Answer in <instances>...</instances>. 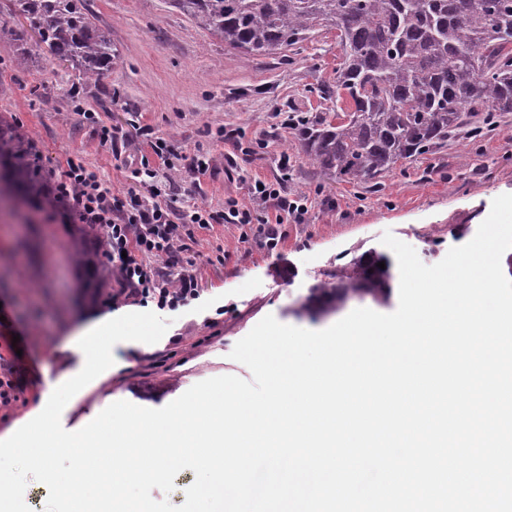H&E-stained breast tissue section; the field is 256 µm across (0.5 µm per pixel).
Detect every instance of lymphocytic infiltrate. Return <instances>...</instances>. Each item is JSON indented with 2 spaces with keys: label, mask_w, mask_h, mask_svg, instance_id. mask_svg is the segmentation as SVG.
Masks as SVG:
<instances>
[{
  "label": "lymphocytic infiltrate",
  "mask_w": 512,
  "mask_h": 512,
  "mask_svg": "<svg viewBox=\"0 0 512 512\" xmlns=\"http://www.w3.org/2000/svg\"><path fill=\"white\" fill-rule=\"evenodd\" d=\"M150 147L160 168L141 159L131 168L125 190L112 191L99 173L77 156L66 160L56 181L59 212L66 222L103 224L108 229L112 270L120 287L106 293L102 306L152 302L158 309L174 310L195 300L199 294L195 261L184 254L185 240L195 229L236 224L242 229L241 241H248L254 232L273 248L278 244L279 225L307 220L308 196H288L282 176L264 184L251 181L247 199H227L219 210L204 205L180 209L161 179V171L188 168L204 175L210 170L209 161L198 152L174 151L162 138L152 141ZM266 203L273 204L275 216L261 213L260 207ZM172 264L180 267L173 279L165 271Z\"/></svg>",
  "instance_id": "obj_1"
}]
</instances>
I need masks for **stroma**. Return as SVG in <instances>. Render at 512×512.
I'll use <instances>...</instances> for the list:
<instances>
[{
	"label": "stroma",
	"mask_w": 512,
	"mask_h": 512,
	"mask_svg": "<svg viewBox=\"0 0 512 512\" xmlns=\"http://www.w3.org/2000/svg\"><path fill=\"white\" fill-rule=\"evenodd\" d=\"M89 8L117 50L98 84H82L67 64L37 55L17 63L0 40V114L16 118L35 139L48 172L59 174L77 154L112 190L126 189L128 162L152 155L134 130L140 124L177 151L209 152L207 175L173 173L180 204L220 208L225 197H246L247 181L278 178L286 152L294 158L286 190L307 194L311 207L306 223L279 225L273 249L258 235L241 242L232 224L195 229L188 246L199 263V299L171 312L157 343H117L113 366L65 406V430L81 429L116 401L159 409L209 378L250 379V370L230 357L235 344L269 314L309 330L331 326L332 318L297 309L319 273L350 249L387 253L382 236L389 231L424 264H436L454 245L449 225L467 217L479 227L493 200L512 194L511 112L459 129L446 146L385 174L374 188L310 165L297 130L283 124L291 112L334 115L318 91L339 61L334 35L299 43L281 57L246 56L167 0H89ZM74 92L83 112L70 105ZM88 111L98 122L85 119ZM104 125L118 134L113 145L100 140ZM221 127L245 132L253 151L245 180L225 173L233 149L214 138ZM83 247L76 226L60 223L52 198L21 211L0 200V304L25 334L27 367L17 402L0 409V436L43 410L46 378L64 382L84 366L77 343L102 316L91 274L77 260Z\"/></svg>",
	"instance_id": "1"
}]
</instances>
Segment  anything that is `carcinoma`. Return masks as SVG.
Instances as JSON below:
<instances>
[{
  "label": "carcinoma",
  "instance_id": "1",
  "mask_svg": "<svg viewBox=\"0 0 512 512\" xmlns=\"http://www.w3.org/2000/svg\"><path fill=\"white\" fill-rule=\"evenodd\" d=\"M169 0L197 27L246 55L281 54L317 34L335 32L342 62L324 83V98L348 116H316L300 129L310 164L371 183L435 151L483 112H512V0ZM23 15L43 52L68 64L85 83L112 67L110 31L85 0H0V33ZM0 164L25 204L49 185L39 151L22 126L0 115ZM99 248L79 255L100 286L112 285L106 233L84 224ZM387 268L381 269L377 263ZM389 260L368 251L322 273L301 311L328 315L352 296L386 303Z\"/></svg>",
  "mask_w": 512,
  "mask_h": 512
}]
</instances>
